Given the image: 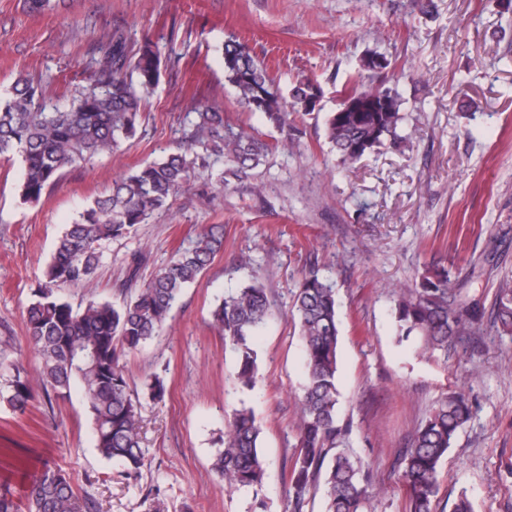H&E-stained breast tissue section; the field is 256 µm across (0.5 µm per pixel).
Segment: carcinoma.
<instances>
[{"label": "carcinoma", "mask_w": 512, "mask_h": 512, "mask_svg": "<svg viewBox=\"0 0 512 512\" xmlns=\"http://www.w3.org/2000/svg\"><path fill=\"white\" fill-rule=\"evenodd\" d=\"M92 53L97 58L91 84L64 108L47 104L42 82L29 76L19 77L11 91L0 95V160L21 156L19 195L25 203L39 201L66 170L110 154L133 138L142 101L160 82L161 54L148 42L134 52L124 34L114 32ZM223 59L224 77L238 104L263 113L280 131L292 128V114L313 112L311 80H298L283 94L247 45L234 39L224 44ZM363 72L358 68L345 90L360 110L330 112L325 122L326 138L345 167L367 154L398 149L406 141L400 134L405 119L402 99L383 82L363 87ZM277 148L234 127L222 109L200 105L181 151L130 171L113 183L108 195L79 212L57 238L45 282L24 314L27 336L41 359L38 378L30 379L7 360L10 340H0V400L23 413L38 391L58 394L78 385L99 453L121 462L127 476L139 475L145 465L140 401L130 391L122 358L125 351L160 335L183 289L224 247V233L212 227L198 232L189 246L179 249L166 267L120 305L90 299L75 308L56 289L91 284L106 243L130 235L137 225L168 208L178 194L190 191L200 170L224 160L228 169L218 178L222 188L224 175L249 177ZM461 288L447 269L434 268L422 275L417 287L394 290L399 340L415 334L426 347L446 351L472 332L482 313L461 301ZM272 306L266 288L251 282L230 292L213 312L215 327L237 352L238 380L250 390L257 376L251 340ZM492 316L503 332L512 334V277L500 280ZM291 319L305 350L306 381L299 398V451L289 475V492L299 507L322 478L325 512H374L376 493L365 483L361 462L347 451L349 426L338 416L341 330L334 284L315 270L305 274L294 294ZM471 416L468 397L456 391L436 403L415 433L401 473L410 492L409 512H434L441 461ZM259 436L251 409L243 406L232 413L213 461L225 485L262 486L266 464ZM26 509L80 512L81 505L66 475L46 467L30 481Z\"/></svg>", "instance_id": "1"}]
</instances>
